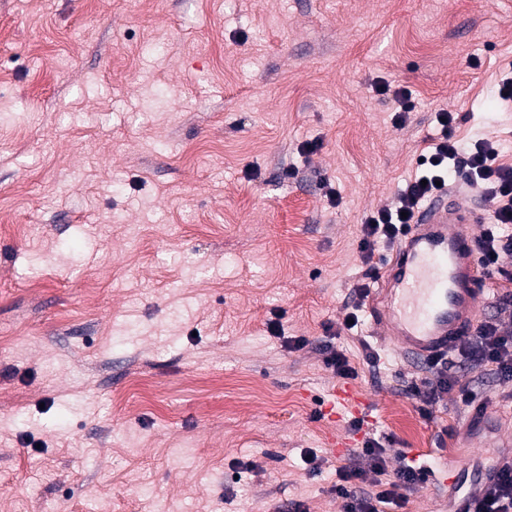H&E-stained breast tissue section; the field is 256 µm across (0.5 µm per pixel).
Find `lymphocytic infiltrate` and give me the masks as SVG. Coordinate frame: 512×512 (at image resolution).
Returning <instances> with one entry per match:
<instances>
[{
    "instance_id": "1",
    "label": "lymphocytic infiltrate",
    "mask_w": 512,
    "mask_h": 512,
    "mask_svg": "<svg viewBox=\"0 0 512 512\" xmlns=\"http://www.w3.org/2000/svg\"><path fill=\"white\" fill-rule=\"evenodd\" d=\"M459 115L441 111L438 121L443 135L433 152L419 161V173L397 194L394 203L365 215L362 221L360 251L363 264H370L376 251L390 250L402 239L409 221L421 203L438 193L439 183L449 175H460L469 187L496 207L478 238L480 262L487 277L512 283V270L500 265L501 255L512 254V167L497 164L495 141L483 139L472 147L461 148L453 135ZM512 292L501 294L493 315L481 317L470 335L462 337L445 355L427 358L426 377L411 381L406 392L423 417L433 415L440 398L455 394L466 408L482 404L483 397L472 382L462 380L456 364L484 369L500 383H512ZM387 450L379 440L366 438L358 461L337 468L333 488L343 501V512H385L400 508L409 492L427 481L430 470L412 460H402L396 472H389ZM474 512H512V461L493 468L491 475L473 494Z\"/></svg>"
}]
</instances>
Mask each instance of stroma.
Returning <instances> with one entry per match:
<instances>
[{
    "label": "stroma",
    "instance_id": "35a3bbf8",
    "mask_svg": "<svg viewBox=\"0 0 512 512\" xmlns=\"http://www.w3.org/2000/svg\"><path fill=\"white\" fill-rule=\"evenodd\" d=\"M510 75L512 0H0V512H342L336 469L369 431L392 470L421 448L491 470L498 382L465 374L482 420L448 396L423 418V363L344 316L376 285L361 220L440 110L512 166ZM330 348L366 432L322 416ZM474 486L420 485L400 512ZM325 366L330 369L336 377L341 379H354L358 372L351 366L348 359L339 351H332L324 358Z\"/></svg>",
    "mask_w": 512,
    "mask_h": 512
}]
</instances>
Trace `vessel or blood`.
Instances as JSON below:
<instances>
[{"label": "vessel or blood", "instance_id": "vessel-or-blood-1", "mask_svg": "<svg viewBox=\"0 0 512 512\" xmlns=\"http://www.w3.org/2000/svg\"><path fill=\"white\" fill-rule=\"evenodd\" d=\"M484 216L459 193L436 194L414 216L377 281L369 313L390 344L417 362L451 349L479 317L484 290L472 225ZM368 416L369 400L356 387L334 389L329 419Z\"/></svg>", "mask_w": 512, "mask_h": 512}]
</instances>
